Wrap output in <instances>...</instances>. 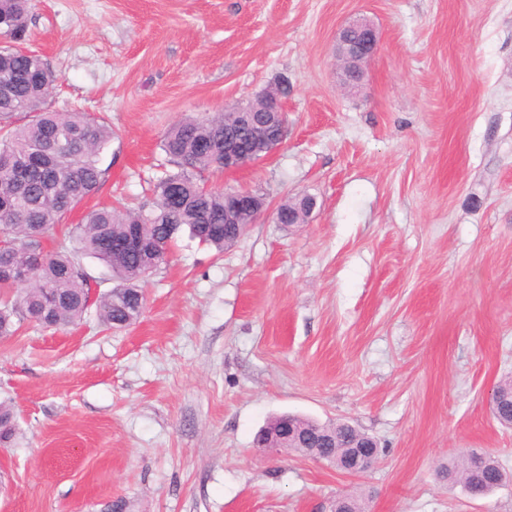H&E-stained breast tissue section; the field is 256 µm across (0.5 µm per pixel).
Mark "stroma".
<instances>
[{"instance_id":"stroma-1","label":"stroma","mask_w":512,"mask_h":512,"mask_svg":"<svg viewBox=\"0 0 512 512\" xmlns=\"http://www.w3.org/2000/svg\"><path fill=\"white\" fill-rule=\"evenodd\" d=\"M373 24L361 86L336 36ZM51 104L111 126L95 207H150L167 130L284 80L287 136L206 173L266 207L224 252L181 234L136 323L0 339V512H512L440 472L472 450L512 472L487 398L512 375V0H29ZM310 196L301 224L279 205ZM282 413L376 439L349 474L254 439Z\"/></svg>"}]
</instances>
